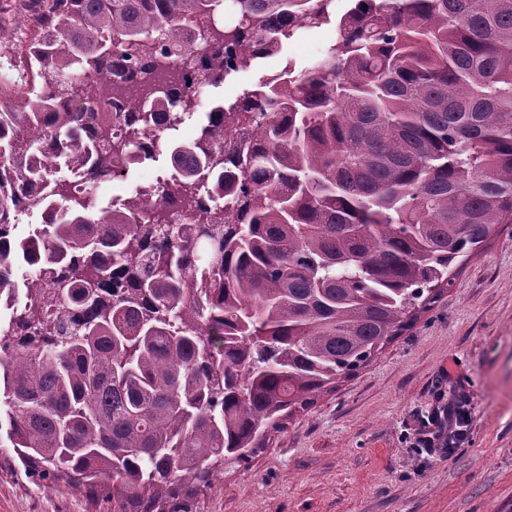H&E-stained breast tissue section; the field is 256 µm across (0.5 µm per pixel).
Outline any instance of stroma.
<instances>
[{
  "instance_id": "obj_1",
  "label": "stroma",
  "mask_w": 512,
  "mask_h": 512,
  "mask_svg": "<svg viewBox=\"0 0 512 512\" xmlns=\"http://www.w3.org/2000/svg\"><path fill=\"white\" fill-rule=\"evenodd\" d=\"M337 38L332 23L298 33L285 54L207 87L195 114L286 62L316 63ZM169 173L162 153L102 183L98 194L107 202ZM459 395L469 400L468 443L411 447L422 415ZM0 512H91V505L82 490L48 489L5 465ZM197 512H512V225H500L439 302L356 376L295 414L249 462L225 464Z\"/></svg>"
}]
</instances>
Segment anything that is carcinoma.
Wrapping results in <instances>:
<instances>
[{
	"label": "carcinoma",
	"instance_id": "cac0c4a2",
	"mask_svg": "<svg viewBox=\"0 0 512 512\" xmlns=\"http://www.w3.org/2000/svg\"><path fill=\"white\" fill-rule=\"evenodd\" d=\"M212 2L51 0L14 67L26 88L0 76V302L24 297L0 428L29 476L118 512H196L224 461L354 375L512 224V0H224L222 24ZM332 22L321 61L214 107L193 141L161 127ZM185 23L222 50L182 92ZM162 149L163 201L98 206ZM26 200L34 237L14 234Z\"/></svg>",
	"mask_w": 512,
	"mask_h": 512
}]
</instances>
